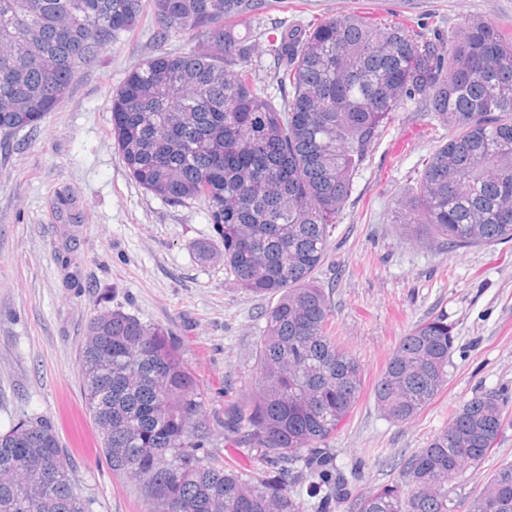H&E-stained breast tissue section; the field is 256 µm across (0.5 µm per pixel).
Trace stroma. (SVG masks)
I'll return each mask as SVG.
<instances>
[{
	"mask_svg": "<svg viewBox=\"0 0 512 512\" xmlns=\"http://www.w3.org/2000/svg\"><path fill=\"white\" fill-rule=\"evenodd\" d=\"M355 11L426 23L448 42L473 18L512 29V0H277L265 25L307 27ZM142 23L74 78L37 125L0 133V432L43 418L55 428L89 512H147L138 488L108 469L81 391L79 352L96 312L118 309L175 336L204 394L211 447L252 467L248 449L224 440L225 409L250 391L255 352L272 301L245 292L224 269L201 205L148 193L112 140V96L158 50L187 52L190 36L158 43ZM448 137L426 107L394 112L358 170L313 274L334 310V332L359 361L360 400L331 446L358 470L352 497L398 477L400 462L443 430L478 391L503 394L512 412V241L467 249L404 240L392 213ZM444 314L453 327L448 383L411 422L378 410L373 386L413 326ZM512 461V425L457 499Z\"/></svg>",
	"mask_w": 512,
	"mask_h": 512,
	"instance_id": "obj_1",
	"label": "stroma"
}]
</instances>
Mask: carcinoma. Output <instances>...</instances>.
Returning <instances> with one entry per match:
<instances>
[{
  "mask_svg": "<svg viewBox=\"0 0 512 512\" xmlns=\"http://www.w3.org/2000/svg\"><path fill=\"white\" fill-rule=\"evenodd\" d=\"M272 0H0V131L56 110L75 73L150 10L161 51L112 99V136L133 178L176 205L203 204L243 290L277 297L265 313L251 395L224 410V440L255 451L244 471L205 450L203 394L180 343L120 310L94 315L80 360L88 413L112 474L141 484L149 512H303L288 487L310 483L317 512H337L350 480L329 443L364 388L333 334L312 274L356 169L389 115L420 101L448 126L394 210L408 238L450 248L512 240V34L469 22L448 47L409 20L354 13L303 29L261 25ZM248 25L245 35L236 28ZM280 62L262 79L256 50ZM288 85L276 102L272 89ZM441 314L410 329L374 384L392 422L414 418L448 383L454 336ZM495 392H477L355 512H456L459 478L504 431ZM46 463L37 478L20 452ZM0 512H87L53 426L0 434ZM468 512H512V463Z\"/></svg>",
  "mask_w": 512,
  "mask_h": 512,
  "instance_id": "obj_1",
  "label": "carcinoma"
}]
</instances>
